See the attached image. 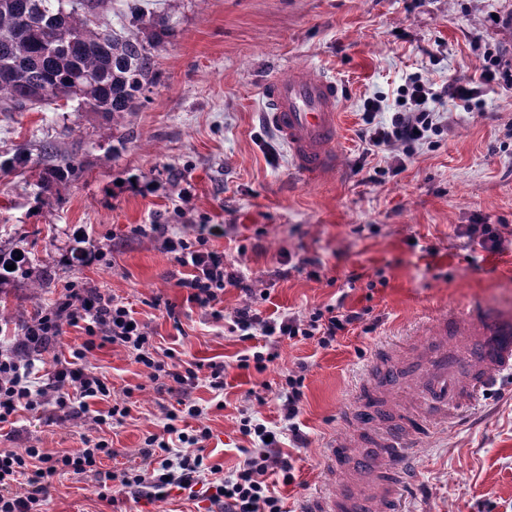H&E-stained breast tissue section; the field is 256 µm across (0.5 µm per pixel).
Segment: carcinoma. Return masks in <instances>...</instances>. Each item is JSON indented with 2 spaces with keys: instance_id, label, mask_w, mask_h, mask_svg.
<instances>
[{
  "instance_id": "carcinoma-1",
  "label": "carcinoma",
  "mask_w": 512,
  "mask_h": 512,
  "mask_svg": "<svg viewBox=\"0 0 512 512\" xmlns=\"http://www.w3.org/2000/svg\"><path fill=\"white\" fill-rule=\"evenodd\" d=\"M103 0H0V112H25L60 100H77L106 119L138 106L158 73L152 49L171 36L163 17L139 22L143 35L92 20ZM80 164L32 167L46 192L75 180ZM15 264L10 271L6 266ZM25 258L0 248V293Z\"/></svg>"
}]
</instances>
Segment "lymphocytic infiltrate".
<instances>
[{
  "label": "lymphocytic infiltrate",
  "instance_id": "lymphocytic-infiltrate-1",
  "mask_svg": "<svg viewBox=\"0 0 512 512\" xmlns=\"http://www.w3.org/2000/svg\"><path fill=\"white\" fill-rule=\"evenodd\" d=\"M399 96L400 103L389 123L384 125L374 122L376 113L383 108L382 100L365 101L367 126L361 136L371 146L394 151L400 157L411 156L417 145L440 134L441 126L433 109L438 101L450 97L473 103L478 110L483 107L477 87L461 79L436 89L416 76L400 89ZM149 230L182 268L183 274L176 284L187 289L189 303L212 311L214 319L218 320L222 314L216 306L225 288L231 286L243 294L244 300L235 310L231 326L240 341L248 345L239 359V368L251 367L260 372L276 359V352L253 347L255 337L278 341L312 339L319 347L327 348L335 343L340 333L369 318V310H352L340 301L314 309L302 318L295 315L276 319L262 317L255 304L265 298V290L254 287L242 271L227 269L223 253L209 245L211 238L222 236V225L204 224L191 235L173 224H153ZM67 326L84 330L85 341L73 348L68 357L54 359L49 369L39 371L43 353ZM22 331L25 345H0V424L18 413L43 408L49 397L53 398L56 410L68 417L87 412L89 401L110 399V388L88 361L89 355L101 344L123 347L145 368L150 380L167 376L187 390L197 386L203 378L212 390L224 388L223 363L185 361L172 351L168 352L166 360L155 359L149 328L135 318L132 307L86 281L67 283L60 297L38 311L24 324ZM304 381L305 375L300 369L288 371L284 376L279 391L284 430L269 427L255 408L241 410L239 431L247 438L249 446L243 451V461L231 472L224 473L218 467L205 464L202 450L211 437L208 427L190 430L178 427L180 417L196 418L203 413L202 408L186 399L181 409L166 411L161 433L145 439L139 451V465L100 472L101 478L112 482L120 492H134L149 498L163 497L170 486L191 491L201 485L209 492L213 503L223 505L224 512H285L267 478L278 473L284 483L294 480V467L280 450V437L286 433L294 443L307 441L299 424ZM112 455L107 441L89 438L84 439L82 449L72 454H51L40 448H28L21 453L0 451V512H43L49 478L67 471L76 474L96 471L101 460Z\"/></svg>",
  "mask_w": 512,
  "mask_h": 512
}]
</instances>
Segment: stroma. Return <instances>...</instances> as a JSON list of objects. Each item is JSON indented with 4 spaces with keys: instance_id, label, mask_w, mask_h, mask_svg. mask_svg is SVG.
I'll list each match as a JSON object with an SVG mask.
<instances>
[{
    "instance_id": "obj_1",
    "label": "stroma",
    "mask_w": 512,
    "mask_h": 512,
    "mask_svg": "<svg viewBox=\"0 0 512 512\" xmlns=\"http://www.w3.org/2000/svg\"><path fill=\"white\" fill-rule=\"evenodd\" d=\"M142 10L168 16L174 34L153 50L159 81L136 111L109 120L71 101L0 112V161L22 159L0 172V247L52 274L37 292L22 277L0 290V306L12 313L5 331L20 335L23 316L54 302L66 283L86 280L131 304L150 327L156 357L173 349L186 360L224 362L225 387L216 392L202 381L185 393L169 378L151 381L125 349L108 344L90 362L111 400L90 402L78 418H60L50 406L17 414L0 450L74 452L84 438H101L115 451L101 470H119L138 462L165 410L186 395L203 408L198 422L212 433L206 464L229 472L246 444L240 410L258 404L263 420L281 425L283 374L303 364L299 420L308 442L282 443L292 484L268 478L286 512H298L326 477L331 442L351 435L345 411L385 341L451 309L512 311V89L483 86L480 112L444 99L436 107L437 146H419L399 169L360 137L365 101L383 97L387 108L375 121L388 122L410 75L438 89L452 77L479 76L487 53L512 60V0H105L100 20L135 32ZM286 68L330 76L343 90L339 168L316 180L295 171L287 147L259 118L264 84ZM46 144L54 147L51 163L82 165L78 179L50 193L29 175ZM478 219L506 225L499 252L461 233ZM156 222L223 225L210 246L268 290L257 303L262 316H305L341 298L380 322L372 331L354 326L326 349L284 340L264 371L238 368L247 345L229 326L240 291L225 288L220 321L190 304L176 285L173 257L132 232ZM74 248L89 258L66 265ZM101 251L107 262L97 261ZM292 255L318 258L319 279L292 267ZM168 304L178 319L167 316ZM114 400L130 409L124 423L95 426L94 416ZM415 446L406 512H512V381ZM45 508L211 512L213 505L206 494L192 498L176 487L161 499L136 497L92 473L70 472L50 479Z\"/></svg>"
}]
</instances>
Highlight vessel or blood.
<instances>
[{"instance_id": "obj_1", "label": "vessel or blood", "mask_w": 512, "mask_h": 512, "mask_svg": "<svg viewBox=\"0 0 512 512\" xmlns=\"http://www.w3.org/2000/svg\"><path fill=\"white\" fill-rule=\"evenodd\" d=\"M342 93L326 77L277 72L263 89V122L287 146L295 168L314 179L337 167ZM414 351L388 344L362 371L353 433L328 450L327 479L312 512H403L414 477L409 444L462 417L512 375V312L469 309L431 317Z\"/></svg>"}]
</instances>
